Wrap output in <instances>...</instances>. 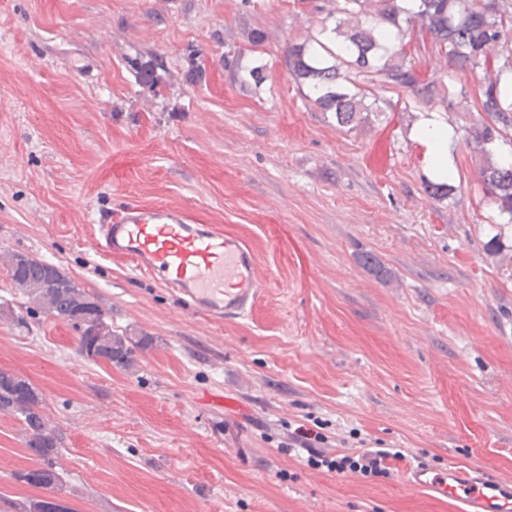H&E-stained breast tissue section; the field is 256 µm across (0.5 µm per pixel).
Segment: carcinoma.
<instances>
[{"instance_id":"carcinoma-1","label":"carcinoma","mask_w":512,"mask_h":512,"mask_svg":"<svg viewBox=\"0 0 512 512\" xmlns=\"http://www.w3.org/2000/svg\"><path fill=\"white\" fill-rule=\"evenodd\" d=\"M316 10L335 26H322L323 41L308 35L288 46L289 75L310 91L323 112L334 113L336 125L352 130L382 112L390 102L379 100L367 85L379 81L412 96L415 104L446 101L451 85L420 80L413 58L403 48L405 36L416 31L430 37L432 51L445 58L456 73L482 70L489 82L480 106L488 121L470 130V145L486 158L479 175L501 215L512 222V0H325ZM410 102V103H412ZM404 102L405 106H410ZM12 284L27 302L78 332L76 353L107 365L133 362L137 343L115 334L108 310L99 297L82 288L59 268L23 253L8 257ZM42 400L25 378L0 371V411L16 416L26 433L27 447L38 464L15 474L32 487L53 492L58 435L43 413ZM23 512H55L54 498L31 499Z\"/></svg>"}]
</instances>
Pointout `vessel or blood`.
Returning <instances> with one entry per match:
<instances>
[{"mask_svg": "<svg viewBox=\"0 0 512 512\" xmlns=\"http://www.w3.org/2000/svg\"><path fill=\"white\" fill-rule=\"evenodd\" d=\"M107 254L133 257L139 270L213 316L251 309L258 294L254 253L235 235L166 205H130L100 219ZM409 486L460 502L464 512H512V482L449 466L409 472Z\"/></svg>", "mask_w": 512, "mask_h": 512, "instance_id": "1", "label": "vessel or blood"}]
</instances>
